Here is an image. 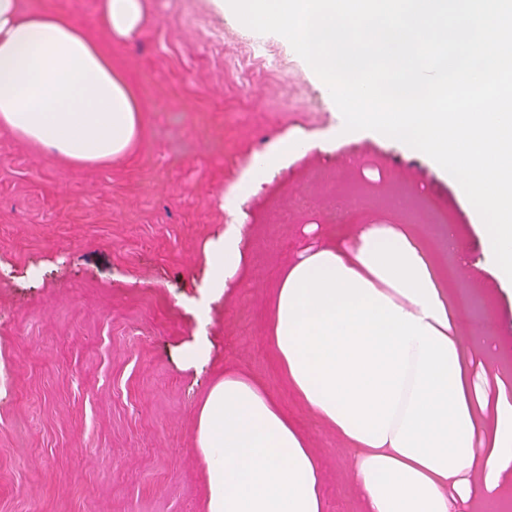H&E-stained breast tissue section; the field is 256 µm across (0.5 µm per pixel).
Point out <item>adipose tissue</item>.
<instances>
[{
	"mask_svg": "<svg viewBox=\"0 0 512 512\" xmlns=\"http://www.w3.org/2000/svg\"><path fill=\"white\" fill-rule=\"evenodd\" d=\"M111 41L137 37L144 0H100ZM147 108L82 23L22 0H0V126L74 164L124 157L145 135ZM208 271L194 315L241 280V227L205 245ZM437 254L411 224H355L343 239L299 251L280 272L267 334L296 397L355 449L363 512H449L494 492L512 472V404L487 414L471 340ZM194 452L207 512H325L309 437L267 384L226 367L196 411Z\"/></svg>",
	"mask_w": 512,
	"mask_h": 512,
	"instance_id": "obj_1",
	"label": "adipose tissue"
}]
</instances>
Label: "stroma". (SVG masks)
I'll return each mask as SVG.
<instances>
[{"mask_svg":"<svg viewBox=\"0 0 512 512\" xmlns=\"http://www.w3.org/2000/svg\"><path fill=\"white\" fill-rule=\"evenodd\" d=\"M78 19L148 107L122 159L72 165L0 127V512H206L194 453L196 407L236 367L268 385L317 453L326 512H359L354 449L343 447L278 375L266 336L280 269L302 228L456 225L440 246L457 273L475 372L512 376V285L488 269L482 219L424 153L372 130L348 132L327 86L274 33L220 0H144L141 36L110 43L99 0H25ZM311 143L305 155L282 142ZM276 151L233 213L223 196L252 155ZM250 228L248 275L214 305L211 362L178 367L197 323L203 248L229 223Z\"/></svg>","mask_w":512,"mask_h":512,"instance_id":"stroma-1","label":"stroma"}]
</instances>
